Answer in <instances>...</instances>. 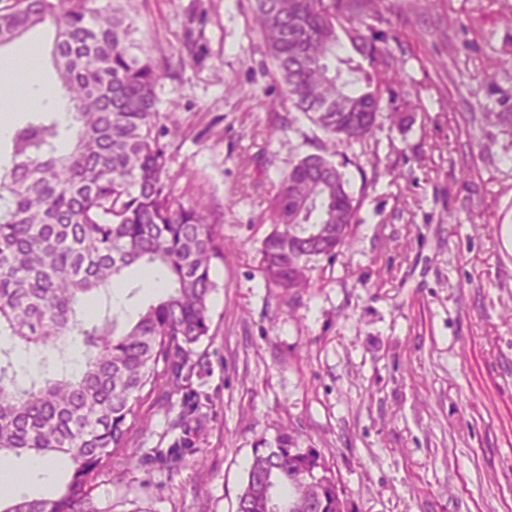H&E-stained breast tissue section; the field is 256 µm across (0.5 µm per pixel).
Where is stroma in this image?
Instances as JSON below:
<instances>
[{"mask_svg": "<svg viewBox=\"0 0 512 512\" xmlns=\"http://www.w3.org/2000/svg\"><path fill=\"white\" fill-rule=\"evenodd\" d=\"M378 10L372 32L398 35L405 65L374 136L337 157L361 222L287 294L259 269L265 212L322 134L281 94L252 0H131L135 39L168 62L156 92L179 130L175 191L203 198L226 248L199 365L146 401L97 479L103 512H235L253 449L286 427L350 512H512V0ZM180 437L158 470L153 450Z\"/></svg>", "mask_w": 512, "mask_h": 512, "instance_id": "obj_1", "label": "stroma"}]
</instances>
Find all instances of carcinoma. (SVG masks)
I'll return each mask as SVG.
<instances>
[{
    "mask_svg": "<svg viewBox=\"0 0 512 512\" xmlns=\"http://www.w3.org/2000/svg\"><path fill=\"white\" fill-rule=\"evenodd\" d=\"M126 0H0V48L54 27L51 56L65 112L29 111L0 163V463L27 456L68 463L50 497H19L0 512H104L96 479L125 453L144 399L183 388L209 336L215 261L224 239L200 198L174 194L169 150L178 129L161 122L163 63L133 38ZM371 0H253L254 24L294 111L324 134L320 153L283 173L271 230L261 243L264 280L310 287L314 263L332 261L360 223L349 180L333 161L366 142L383 95L404 61L354 24ZM353 53H338L337 29ZM157 266L165 292L136 322L88 319L84 301L126 271ZM86 359L76 365L70 343ZM41 355L20 363L18 349ZM319 451L282 431L256 448L236 512H348Z\"/></svg>",
    "mask_w": 512,
    "mask_h": 512,
    "instance_id": "obj_1",
    "label": "carcinoma"
}]
</instances>
